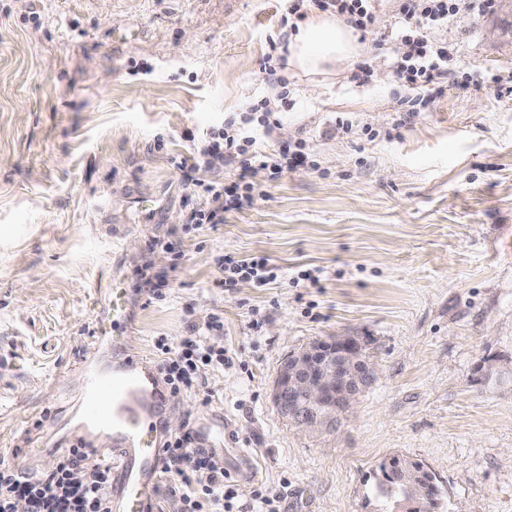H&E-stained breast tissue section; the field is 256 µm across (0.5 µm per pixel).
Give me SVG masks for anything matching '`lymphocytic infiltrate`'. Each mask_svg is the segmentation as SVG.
Segmentation results:
<instances>
[{"label": "lymphocytic infiltrate", "mask_w": 512, "mask_h": 512, "mask_svg": "<svg viewBox=\"0 0 512 512\" xmlns=\"http://www.w3.org/2000/svg\"><path fill=\"white\" fill-rule=\"evenodd\" d=\"M369 0H315L322 11L364 34L374 31L375 15ZM402 25L397 32L401 45L393 69L396 81L406 91L416 93L418 105H428L445 89L456 73V57L436 32L447 27L461 9L478 13L491 11L495 0H397ZM269 52L262 68L267 86L265 96L250 104L247 111L225 119L222 126L191 136L192 166L216 170L233 166L247 172L259 165L271 176L307 165L303 142L282 143L267 152L258 149L259 137H273L280 125L278 117L288 105L287 82L281 74L282 53L289 43L288 31L268 39ZM205 197L203 208L194 210L190 222L195 228H213L224 215L243 209L260 198L262 191L252 183L232 185L213 180L200 184ZM215 263L220 276L215 285L230 288L241 282L264 286L278 277L281 267L264 257L237 258L219 255ZM224 328L219 316L190 322L185 336L163 338L155 347L163 356L161 370L171 391L188 393L199 384L200 367H223L224 345L217 335ZM164 477L172 481L170 504L173 512H276L274 497L264 485L241 489L224 465L223 457L192 446L189 433L172 437L165 444ZM112 467L81 448L54 459L39 477L20 473L16 467L0 463V512H16L25 503L28 512H108L107 494Z\"/></svg>", "instance_id": "1"}]
</instances>
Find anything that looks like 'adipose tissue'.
Wrapping results in <instances>:
<instances>
[{"instance_id": "adipose-tissue-1", "label": "adipose tissue", "mask_w": 512, "mask_h": 512, "mask_svg": "<svg viewBox=\"0 0 512 512\" xmlns=\"http://www.w3.org/2000/svg\"><path fill=\"white\" fill-rule=\"evenodd\" d=\"M294 25L288 63L295 69L333 67L344 63L355 50L348 28L319 14H305Z\"/></svg>"}]
</instances>
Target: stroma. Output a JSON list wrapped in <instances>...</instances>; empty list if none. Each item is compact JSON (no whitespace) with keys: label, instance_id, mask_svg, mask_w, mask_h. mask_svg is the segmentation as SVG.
<instances>
[{"label":"stroma","instance_id":"1","mask_svg":"<svg viewBox=\"0 0 512 512\" xmlns=\"http://www.w3.org/2000/svg\"><path fill=\"white\" fill-rule=\"evenodd\" d=\"M372 7L383 45L285 74L281 125L310 165L275 180L253 168L263 196L213 231L189 225L208 174L191 171L185 134L263 95L267 39L291 27L282 0H0V452L27 474L51 465L44 445L83 429L78 365L118 282L125 347L154 363L158 339L223 316L230 362L175 397L172 431L223 413L241 482L281 490L283 512H376L372 476L394 454L436 475L448 512H512V386L475 381L488 360L512 369V95L484 84L512 76V49L488 34L512 13L453 18L439 37L469 88L396 130L397 6ZM363 62L364 86L350 78ZM339 116L358 133L328 134ZM154 241L180 255L162 298L134 290L160 262ZM221 254L323 277L225 290ZM336 336L363 345L376 379L328 432H299L275 379Z\"/></svg>","mask_w":512,"mask_h":512}]
</instances>
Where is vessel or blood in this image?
Instances as JSON below:
<instances>
[{"label": "vessel or blood", "mask_w": 512, "mask_h": 512, "mask_svg": "<svg viewBox=\"0 0 512 512\" xmlns=\"http://www.w3.org/2000/svg\"><path fill=\"white\" fill-rule=\"evenodd\" d=\"M112 349L116 360L111 373L80 365L89 432L77 442L93 447L94 432L103 430L112 438L110 512H156L169 388L158 369L124 351L120 339H113Z\"/></svg>", "instance_id": "vessel-or-blood-1"}]
</instances>
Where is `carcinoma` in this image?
Segmentation results:
<instances>
[{"mask_svg": "<svg viewBox=\"0 0 512 512\" xmlns=\"http://www.w3.org/2000/svg\"><path fill=\"white\" fill-rule=\"evenodd\" d=\"M372 495L378 512H439L443 492L437 477L422 462L394 455L379 465Z\"/></svg>", "mask_w": 512, "mask_h": 512, "instance_id": "carcinoma-1", "label": "carcinoma"}]
</instances>
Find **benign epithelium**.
I'll list each match as a JSON object with an SVG mask.
<instances>
[{
    "label": "benign epithelium",
    "instance_id": "7a95c632",
    "mask_svg": "<svg viewBox=\"0 0 512 512\" xmlns=\"http://www.w3.org/2000/svg\"><path fill=\"white\" fill-rule=\"evenodd\" d=\"M346 368L358 373L361 386L375 378L361 344L351 336L290 355L273 387L277 410L301 431H320L326 411L342 412L359 395L360 386L351 385L342 374Z\"/></svg>",
    "mask_w": 512,
    "mask_h": 512
}]
</instances>
